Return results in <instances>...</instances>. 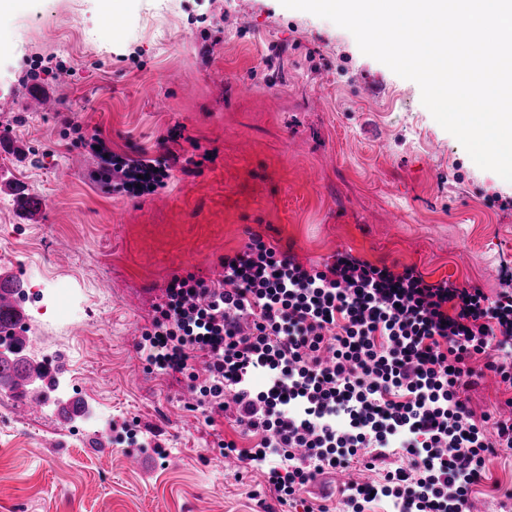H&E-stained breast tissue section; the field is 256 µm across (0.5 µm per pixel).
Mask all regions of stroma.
<instances>
[{
	"instance_id": "1",
	"label": "stroma",
	"mask_w": 512,
	"mask_h": 512,
	"mask_svg": "<svg viewBox=\"0 0 512 512\" xmlns=\"http://www.w3.org/2000/svg\"><path fill=\"white\" fill-rule=\"evenodd\" d=\"M94 130L119 154L207 158L156 194H110L77 145ZM0 135V273L72 292L64 315L25 314V354L60 366L58 390L23 413L0 388V512H303L261 470L225 468L217 438H253L188 411L185 382L138 352L171 277L217 280L251 235L306 265L348 252L492 298L512 270V183L414 81L280 0H127L117 27L99 0H19L0 17ZM462 397L501 412L512 388L490 375ZM371 477L355 463L345 479ZM342 480L302 497L342 512ZM472 501L512 508V451Z\"/></svg>"
}]
</instances>
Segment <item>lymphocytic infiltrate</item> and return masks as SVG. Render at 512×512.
<instances>
[{
  "mask_svg": "<svg viewBox=\"0 0 512 512\" xmlns=\"http://www.w3.org/2000/svg\"><path fill=\"white\" fill-rule=\"evenodd\" d=\"M80 143L111 164L109 191L165 188L171 163ZM224 276H173L138 343L149 370L182 375L195 409L230 415L253 448L218 440L220 455L260 468L278 503L299 502L324 469L381 473L341 491L349 512L380 497L397 512H472L486 462L512 451V415L475 416L462 397L483 371L512 386V291L426 282L348 252L305 266L251 236L220 260ZM401 452L407 466L386 468Z\"/></svg>",
  "mask_w": 512,
  "mask_h": 512,
  "instance_id": "1",
  "label": "lymphocytic infiltrate"
}]
</instances>
